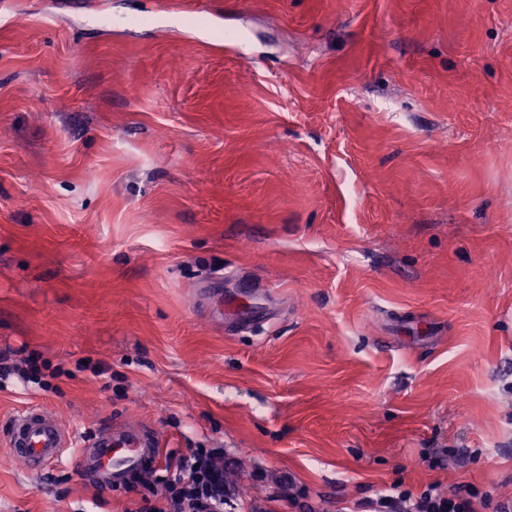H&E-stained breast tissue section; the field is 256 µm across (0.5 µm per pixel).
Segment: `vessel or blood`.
<instances>
[{
  "label": "vessel or blood",
  "mask_w": 512,
  "mask_h": 512,
  "mask_svg": "<svg viewBox=\"0 0 512 512\" xmlns=\"http://www.w3.org/2000/svg\"><path fill=\"white\" fill-rule=\"evenodd\" d=\"M8 438L12 457L29 473L41 474L73 457L85 475L109 492L156 470L161 461L157 434L142 425L120 422L82 438L38 403L17 411L9 423Z\"/></svg>",
  "instance_id": "b4317fda"
}]
</instances>
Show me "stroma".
I'll return each instance as SVG.
<instances>
[{"instance_id":"35a3bbf8","label":"stroma","mask_w":512,"mask_h":512,"mask_svg":"<svg viewBox=\"0 0 512 512\" xmlns=\"http://www.w3.org/2000/svg\"><path fill=\"white\" fill-rule=\"evenodd\" d=\"M0 0V512L11 416L220 448L268 512L512 498V0ZM224 295L277 290L262 334ZM90 368H82V361ZM105 367L97 376L92 365ZM290 478L297 503L272 500ZM26 366V369L19 372L24 381L37 384L43 391H57L58 387L56 385H52L45 378L49 376L52 379H56L61 375H64V371L60 367L52 369L51 364L47 361L39 363V357L29 358ZM42 370L48 371V375H46ZM394 486L389 493L380 494L376 499L362 503L363 512H480L471 498L460 492L443 493L438 485L427 486L419 495L414 496L408 490Z\"/></svg>"}]
</instances>
